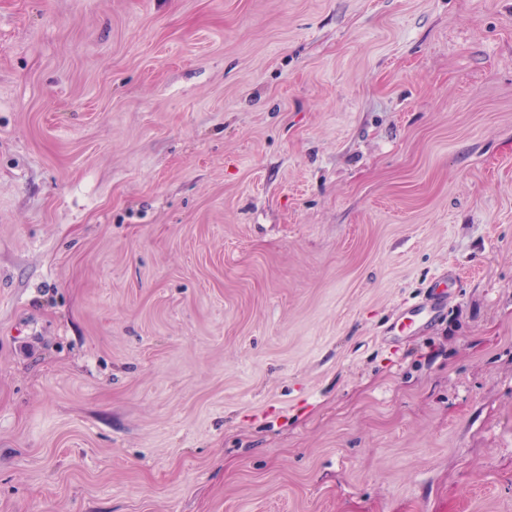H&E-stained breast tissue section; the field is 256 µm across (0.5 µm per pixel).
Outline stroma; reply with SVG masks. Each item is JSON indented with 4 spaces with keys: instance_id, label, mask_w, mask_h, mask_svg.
<instances>
[{
    "instance_id": "1",
    "label": "stroma",
    "mask_w": 512,
    "mask_h": 512,
    "mask_svg": "<svg viewBox=\"0 0 512 512\" xmlns=\"http://www.w3.org/2000/svg\"><path fill=\"white\" fill-rule=\"evenodd\" d=\"M0 512H512V0H0Z\"/></svg>"
}]
</instances>
